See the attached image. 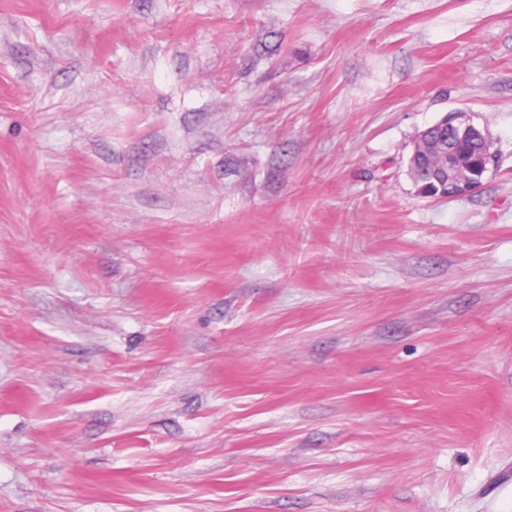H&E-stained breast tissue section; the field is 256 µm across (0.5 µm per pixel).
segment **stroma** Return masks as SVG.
<instances>
[{"label":"stroma","instance_id":"35a3bbf8","mask_svg":"<svg viewBox=\"0 0 512 512\" xmlns=\"http://www.w3.org/2000/svg\"><path fill=\"white\" fill-rule=\"evenodd\" d=\"M0 512H512V0H0ZM448 117V129L441 124L431 129V138L423 145H418L413 156L408 158V167L411 172L419 175L421 182L418 184L420 191L430 195L441 190L446 191V184L436 181V167L445 166L448 161V175L451 171V161L448 160V134L451 139L456 137L466 139L468 142L482 143L483 151L480 154L467 142L457 141L452 143L457 158L466 170H470L478 164L481 155L484 158L481 175H474L469 181L458 183L448 179V195L444 198H455L469 195L479 189L483 183V174L495 164V156L490 151V144L486 133L475 125L461 119L459 112H451Z\"/></svg>","mask_w":512,"mask_h":512}]
</instances>
